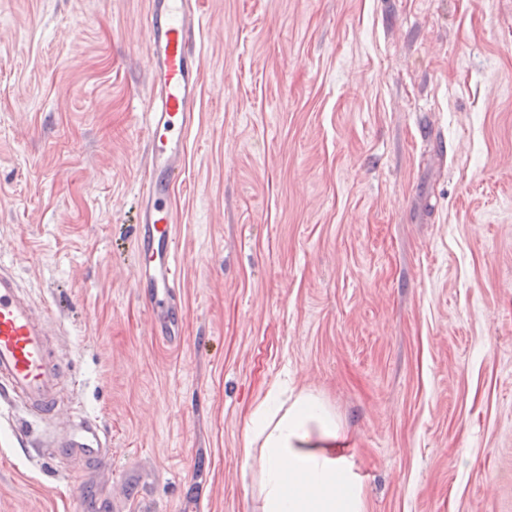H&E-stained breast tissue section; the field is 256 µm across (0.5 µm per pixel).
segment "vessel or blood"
Here are the masks:
<instances>
[{"label": "vessel or blood", "instance_id": "obj_1", "mask_svg": "<svg viewBox=\"0 0 512 512\" xmlns=\"http://www.w3.org/2000/svg\"><path fill=\"white\" fill-rule=\"evenodd\" d=\"M151 107L145 121L146 165L134 226L133 286L144 294L152 335L174 338L183 328L177 290L181 262L174 247V189L185 174L187 138L200 83V0H149L146 19ZM52 318L37 309L15 274L0 264V405L23 408L41 426L39 442L59 455L107 458L106 436L90 418L62 419L67 375L48 351Z\"/></svg>", "mask_w": 512, "mask_h": 512}]
</instances>
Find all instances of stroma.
<instances>
[{"label": "stroma", "mask_w": 512, "mask_h": 512, "mask_svg": "<svg viewBox=\"0 0 512 512\" xmlns=\"http://www.w3.org/2000/svg\"><path fill=\"white\" fill-rule=\"evenodd\" d=\"M148 9L0 0V261L111 449L40 466L0 410V512H250L281 385L366 512H512V0H202L176 341L133 288Z\"/></svg>", "instance_id": "35a3bbf8"}]
</instances>
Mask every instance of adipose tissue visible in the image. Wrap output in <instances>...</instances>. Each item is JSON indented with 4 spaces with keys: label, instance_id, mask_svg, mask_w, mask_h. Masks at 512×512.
Wrapping results in <instances>:
<instances>
[{
    "label": "adipose tissue",
    "instance_id": "ef3b65f1",
    "mask_svg": "<svg viewBox=\"0 0 512 512\" xmlns=\"http://www.w3.org/2000/svg\"><path fill=\"white\" fill-rule=\"evenodd\" d=\"M340 425L308 393L260 399L247 426L244 460H258L259 512H365Z\"/></svg>",
    "mask_w": 512,
    "mask_h": 512
}]
</instances>
